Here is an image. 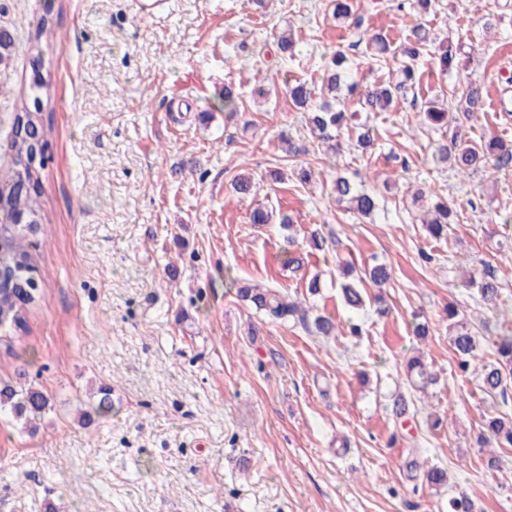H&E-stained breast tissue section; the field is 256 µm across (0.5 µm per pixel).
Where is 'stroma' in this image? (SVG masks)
I'll return each instance as SVG.
<instances>
[{
  "mask_svg": "<svg viewBox=\"0 0 512 512\" xmlns=\"http://www.w3.org/2000/svg\"><path fill=\"white\" fill-rule=\"evenodd\" d=\"M371 2L357 0L389 42L421 24L436 40L462 43V74L487 92L468 137L512 140V114L496 108L512 100V0H439L426 15ZM328 3L174 0L161 22L138 0H0V28L19 41L0 64L5 120L33 78L27 39L40 17L56 22L39 43L53 73L36 255L43 298L25 329L0 334V380L37 387L52 407L33 434L0 415V512H446L461 491L480 512H512V448L489 474L477 443L483 415L512 414V402L485 396L459 371L445 314L456 305L478 336L500 333L461 283L487 269L512 309V248L498 245L512 237V172L463 177L431 162L439 135L420 126V106L451 93L455 78L427 55L416 63L419 86L391 111L369 113L372 151L346 134L339 153L314 145L289 82L319 83L340 47L369 78L389 72L351 47ZM490 13L499 22L488 33ZM286 30L291 58L277 49ZM228 84L240 94L234 120L222 107ZM260 85L267 97L253 96ZM288 135L308 155L289 157ZM303 163L315 172L306 183L295 174ZM340 171L376 186L373 219L337 206ZM240 174L257 184L251 197L231 189ZM433 194L460 215L440 240L419 221ZM476 200L485 208L472 210ZM258 206L270 223H251ZM317 229L321 250L309 243ZM289 234L295 267L281 252ZM340 261L390 266L389 284L366 289L383 294L387 316L345 306ZM233 277L362 331L325 338L311 322L265 320L237 301ZM420 319L422 339L413 334ZM415 354L438 381L409 393V414L398 419L403 362ZM103 384L111 416L80 425ZM431 411L443 425L430 431ZM411 456L420 469H447V487L410 478Z\"/></svg>",
  "mask_w": 512,
  "mask_h": 512,
  "instance_id": "stroma-1",
  "label": "stroma"
}]
</instances>
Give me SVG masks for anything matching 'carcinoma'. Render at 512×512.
I'll list each match as a JSON object with an SVG mask.
<instances>
[{
    "mask_svg": "<svg viewBox=\"0 0 512 512\" xmlns=\"http://www.w3.org/2000/svg\"><path fill=\"white\" fill-rule=\"evenodd\" d=\"M332 16L336 22L346 26L354 38L352 46L363 43L367 34L364 29L365 17L354 8L353 0H330ZM433 43L430 32L417 26L411 35L398 45H391L377 34L368 38L366 53L377 62H388L389 58L399 60L396 74L385 81L365 82L352 74L350 57L343 50L334 51L325 62L320 101H314V87L306 80L296 79L288 86L295 105L307 112L310 132L321 143L336 151L346 118L347 103L355 101L362 112H388L400 95L417 83L413 63ZM461 45L448 41L438 47L436 64L443 74L451 72ZM42 81H33L31 94L22 98L15 112L14 125L24 126L26 134L15 138L8 148L13 152L11 166L5 176H0V194L5 204L0 210V330H22L26 311L38 304L42 297V280L34 264L35 251L40 246L37 230L15 227L10 224L12 197L15 190L27 185L32 193L26 195L30 221L42 224V202L38 190L40 170L46 161L45 147L48 145V129L43 123V83L51 79V72L41 74ZM459 95L456 105L448 104L447 94L441 93L427 101L420 108L426 125L434 130L452 131L450 142L435 143L431 152L432 161L449 164L457 173L467 176L478 172L512 170V142L500 137H491L473 142L466 137V124L474 121L478 113L485 110L486 97L482 84L470 78L460 79L455 84ZM336 203L346 204L348 210L362 216H371L378 208V197L374 190L344 176L336 177L333 183ZM458 221V213L451 208L448 200L437 196L426 218L422 219L425 229L434 238L448 235V225ZM391 278V270L385 264H375L364 271L359 281L369 280L380 288ZM239 300L264 313L275 321L290 319L305 323L308 310L290 298L288 293L275 288H263L257 284L232 280ZM465 287L476 290V295L485 304L489 313L500 315L501 288L496 277L489 271L480 277L471 276ZM341 293L347 306L361 310L365 306L363 291L357 284H341ZM448 319L455 320L454 330L449 332V342L457 359L458 368L464 374H476L480 390L495 398L507 400L512 387V332L507 330L492 342L493 357L482 353L478 337L466 323L458 319V311L450 307ZM316 332L322 336H334L339 324L326 315L314 318ZM406 381L410 387L423 391L434 384L436 379L419 357H412L406 364ZM100 399L83 413L82 424L90 425L93 416L106 417L112 413L111 388L99 389ZM50 408V399L41 390L32 386H17L0 382V414L8 413L28 430H35L32 421ZM480 438L499 448H512V416L508 414L483 418ZM422 483L430 489L448 485V471L432 467L422 474ZM448 512H476L475 502L466 494L448 497Z\"/></svg>",
    "mask_w": 512,
    "mask_h": 512,
    "instance_id": "carcinoma-1",
    "label": "carcinoma"
}]
</instances>
